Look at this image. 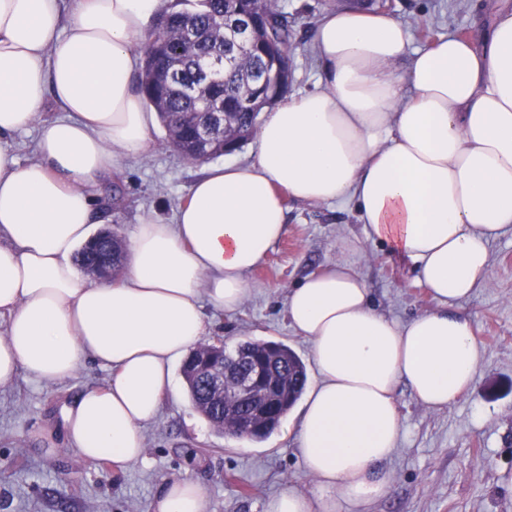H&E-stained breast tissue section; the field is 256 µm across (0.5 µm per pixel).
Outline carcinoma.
<instances>
[{"mask_svg": "<svg viewBox=\"0 0 512 512\" xmlns=\"http://www.w3.org/2000/svg\"><path fill=\"white\" fill-rule=\"evenodd\" d=\"M292 35L281 0H194L189 9L165 13L144 46L140 80L165 130V145L189 162H202L195 143L216 111L225 114L226 127L215 135L211 158L224 155V143L243 144L255 136L259 113L282 99L290 85ZM124 261L122 241L109 228L74 256L77 266L102 278H116ZM204 357L232 368L262 362L269 373L290 379L291 389L269 409L266 430L249 433L250 440L269 436L307 385L304 361L283 343L243 340L231 349L221 339L200 343L181 367L189 397L214 430L237 438L247 429L250 411L228 396L222 403L208 398L191 376Z\"/></svg>", "mask_w": 512, "mask_h": 512, "instance_id": "carcinoma-1", "label": "carcinoma"}]
</instances>
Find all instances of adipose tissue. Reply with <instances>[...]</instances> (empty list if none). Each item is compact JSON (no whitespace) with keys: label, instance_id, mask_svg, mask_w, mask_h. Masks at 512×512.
Returning <instances> with one entry per match:
<instances>
[{"label":"adipose tissue","instance_id":"obj_1","mask_svg":"<svg viewBox=\"0 0 512 512\" xmlns=\"http://www.w3.org/2000/svg\"><path fill=\"white\" fill-rule=\"evenodd\" d=\"M162 6L0 0V137L41 125L35 160L0 147V385L23 371L62 381L94 360L108 382L63 405V434L85 460H140L172 363L206 336L204 306L243 303L248 274L286 232L285 198H351L439 307L404 324L377 313L350 262L290 290L287 319L319 374L297 424L317 483L282 491L264 512H368L403 430L398 384L439 409L480 365L457 305L483 282L491 242L512 233V9L482 39L443 38L411 56L390 15L327 11L312 37L318 90L268 109L250 163L205 167L172 220L134 225L119 279L89 282L72 257L100 180L151 146L156 115L133 76ZM48 103L56 115L39 121ZM150 512H208V500L174 480Z\"/></svg>","mask_w":512,"mask_h":512}]
</instances>
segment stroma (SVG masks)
I'll return each instance as SVG.
<instances>
[{
  "label": "stroma",
  "instance_id": "35a3bbf8",
  "mask_svg": "<svg viewBox=\"0 0 512 512\" xmlns=\"http://www.w3.org/2000/svg\"><path fill=\"white\" fill-rule=\"evenodd\" d=\"M390 15L409 33L408 52L425 49L420 30L435 38L479 37L500 0H387ZM293 21L289 95L315 90L320 75L312 51L313 30L326 0H283ZM163 128L151 133L143 156L125 160L104 179L94 204L93 231L111 228L127 238L148 217L172 218L185 202L203 164L163 147ZM286 233L248 280L252 291L235 311L206 309L209 337L228 345L242 339L281 342L305 362L309 383L319 376L311 344L295 335L286 318L291 288L307 275L343 260L344 240L354 256L373 308L399 322L434 310L436 301L413 265L399 261L358 221L352 200L310 205L286 199ZM483 350L467 394L443 409L420 404L406 384L396 400L404 430L385 468L386 494L373 512H512V235L490 246L483 284L460 302ZM107 369L86 359L75 374L46 382L20 373L0 386V512H149L162 484L189 480L201 486L209 512H263L281 491L310 494L314 478L297 453L295 413L254 442L216 432L191 403L182 375L142 428L141 461L89 463L57 428L66 399L103 386Z\"/></svg>",
  "mask_w": 512,
  "mask_h": 512
}]
</instances>
